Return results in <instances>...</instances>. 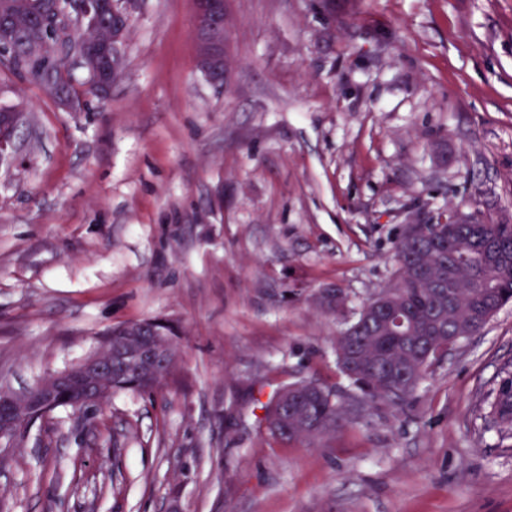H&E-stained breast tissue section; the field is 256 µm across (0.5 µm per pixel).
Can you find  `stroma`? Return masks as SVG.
Returning <instances> with one entry per match:
<instances>
[{"label": "stroma", "mask_w": 512, "mask_h": 512, "mask_svg": "<svg viewBox=\"0 0 512 512\" xmlns=\"http://www.w3.org/2000/svg\"><path fill=\"white\" fill-rule=\"evenodd\" d=\"M224 84L195 0H134L124 70L81 112L0 68L26 112L0 166V383L22 393L112 326L169 318L171 376L0 445V512H512L488 393L512 304L414 399L368 408L334 340L389 286L408 211L512 217V0H224ZM305 288L298 298L291 286ZM349 296L340 313L309 295ZM342 428L283 443L279 385ZM286 390L293 396L283 404L281 401L286 402L290 397L288 393L280 396ZM264 408L269 433L284 442L323 438L335 432L342 419V410L333 391L308 381L279 388Z\"/></svg>", "instance_id": "stroma-1"}]
</instances>
